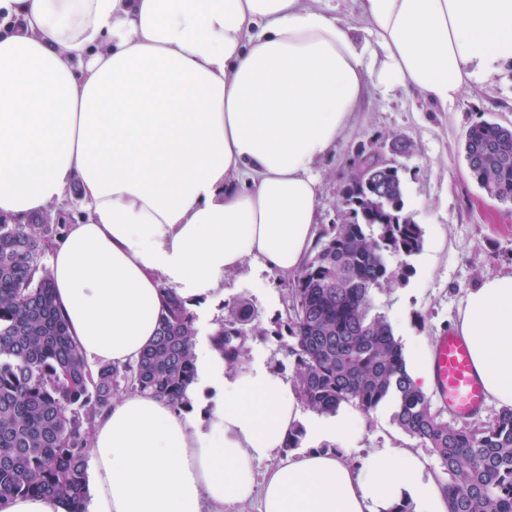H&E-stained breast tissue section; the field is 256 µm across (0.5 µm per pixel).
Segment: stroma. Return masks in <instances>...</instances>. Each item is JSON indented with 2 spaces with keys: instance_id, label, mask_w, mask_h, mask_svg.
<instances>
[{
  "instance_id": "stroma-1",
  "label": "stroma",
  "mask_w": 512,
  "mask_h": 512,
  "mask_svg": "<svg viewBox=\"0 0 512 512\" xmlns=\"http://www.w3.org/2000/svg\"><path fill=\"white\" fill-rule=\"evenodd\" d=\"M493 120L512 126V70L462 87L447 109L428 104L408 86L391 90L370 86L351 125L333 153L319 165L317 233L336 223L341 190L352 171L358 148L388 152L392 136L410 144L394 155L404 186L405 207L424 233L422 250L413 256L407 281L376 293L374 313L384 315L405 351L414 344L434 346L452 330L466 292L487 276L512 272V204L489 198L472 179L464 156L466 129ZM291 282L246 261L224 278V297L199 316L198 342H206L227 306L243 299L254 308L262 332L247 341L244 366L261 364L292 376L288 344L268 337L285 316ZM390 405L371 414L357 413L363 430L353 458L375 448L419 449L416 439L391 422Z\"/></svg>"
}]
</instances>
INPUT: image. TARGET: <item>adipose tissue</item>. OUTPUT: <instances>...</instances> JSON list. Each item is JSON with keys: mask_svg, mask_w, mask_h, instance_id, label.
Here are the masks:
<instances>
[{"mask_svg": "<svg viewBox=\"0 0 512 512\" xmlns=\"http://www.w3.org/2000/svg\"><path fill=\"white\" fill-rule=\"evenodd\" d=\"M322 0H0V215L23 220L83 195L51 252L57 302L92 363H134L173 288L193 310L255 260L288 277L315 240L318 166L370 81L439 106L512 67V0H354L357 43ZM487 394L512 406V273L462 300ZM190 394L219 385L204 427L136 393L92 436L93 512H448L425 457L352 460L349 413L318 421L319 447L257 476L301 421L292 381L228 370L196 349Z\"/></svg>", "mask_w": 512, "mask_h": 512, "instance_id": "ef3b65f1", "label": "adipose tissue"}]
</instances>
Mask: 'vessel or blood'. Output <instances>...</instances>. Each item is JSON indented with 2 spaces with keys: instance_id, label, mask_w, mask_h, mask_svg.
Returning <instances> with one entry per match:
<instances>
[{
  "instance_id": "obj_1",
  "label": "vessel or blood",
  "mask_w": 512,
  "mask_h": 512,
  "mask_svg": "<svg viewBox=\"0 0 512 512\" xmlns=\"http://www.w3.org/2000/svg\"><path fill=\"white\" fill-rule=\"evenodd\" d=\"M433 369L435 396L449 414L466 420L482 410L486 401L485 389L474 370L463 336L451 331L438 339Z\"/></svg>"
}]
</instances>
